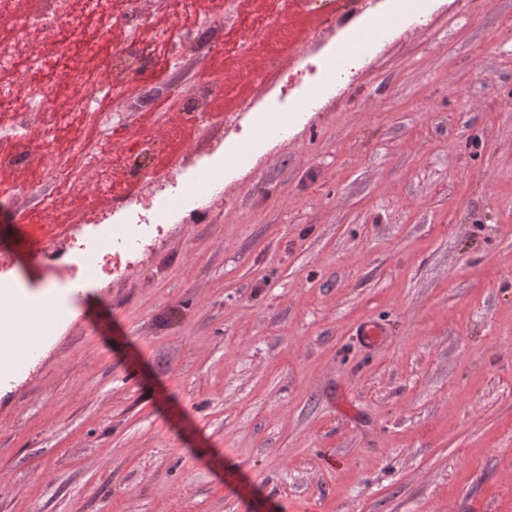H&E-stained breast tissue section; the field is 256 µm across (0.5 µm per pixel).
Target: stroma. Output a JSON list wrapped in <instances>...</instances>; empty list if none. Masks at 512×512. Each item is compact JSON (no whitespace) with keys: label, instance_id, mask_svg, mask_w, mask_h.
Wrapping results in <instances>:
<instances>
[{"label":"stroma","instance_id":"obj_1","mask_svg":"<svg viewBox=\"0 0 512 512\" xmlns=\"http://www.w3.org/2000/svg\"><path fill=\"white\" fill-rule=\"evenodd\" d=\"M271 27L225 56L223 0L150 8L160 61L29 142L64 157L74 190L42 213L0 206V248L43 271L27 226L90 221L112 190L75 141L152 133L163 165L205 160L234 127L184 123V92L220 78L279 95L335 27L250 0ZM211 45L187 46L202 27ZM65 323L0 390V512H512V0H428L316 111L225 176L138 267L59 288ZM380 322L367 346L356 328Z\"/></svg>","mask_w":512,"mask_h":512}]
</instances>
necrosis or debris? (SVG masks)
Listing matches in <instances>:
<instances>
[{"label":"necrosis or debris","instance_id":"4bbe7bcc","mask_svg":"<svg viewBox=\"0 0 512 512\" xmlns=\"http://www.w3.org/2000/svg\"><path fill=\"white\" fill-rule=\"evenodd\" d=\"M399 0H370L364 7H350L347 0H292L294 9L316 16L321 28L332 27L338 11L353 9L361 22L384 16L393 20L392 26L378 28L361 42L358 54H349L345 41H336L322 57L318 66H310L307 85L288 98L280 99L266 109H259L257 101H240L239 116L233 124L248 121L250 125L267 123L270 138H277L283 121L298 117V103L313 104L314 91L326 92L334 85L332 61L343 58L347 62L363 63L369 60L377 44L392 32L393 25L405 23L398 8ZM147 0H32L31 11H22L19 0H0V71L10 70L16 60L33 50L34 41L44 38L52 42L56 60H65L71 49L73 36L80 31L84 15L92 14L109 20L122 17L125 25L136 29L146 21ZM41 103L32 106L22 96L8 99L16 133L0 137V171L15 170L30 164H39L47 182L63 183L66 172L59 167L47 150L31 148L21 130L32 124L58 126L65 122L66 111L51 103L53 89L43 84ZM239 142L217 146L199 164L184 172L169 170L161 173L165 186L161 194L143 198L130 197L119 210H106L102 224H75L66 234L52 227L32 225L31 234L43 245L44 263L61 282L77 285L85 281L103 283L135 267L143 252L164 238L172 217L193 204L202 190L223 182L225 172L231 171V157L237 155ZM10 294L4 310L0 311V334L17 335L24 327L21 320L34 304L27 283L19 281L14 273L11 254L0 251V289Z\"/></svg>","mask_w":512,"mask_h":512}]
</instances>
